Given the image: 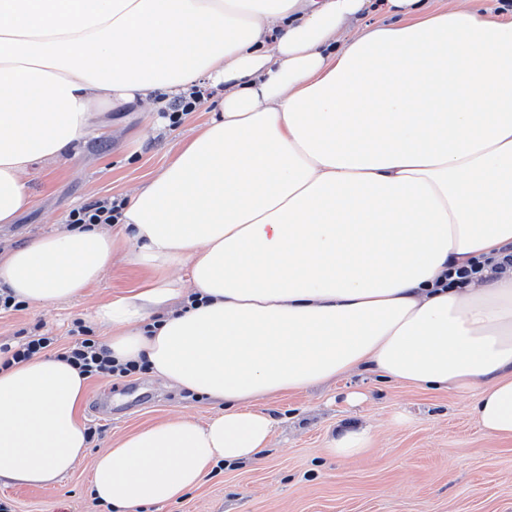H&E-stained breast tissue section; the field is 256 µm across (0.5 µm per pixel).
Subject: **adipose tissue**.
<instances>
[{
	"mask_svg": "<svg viewBox=\"0 0 512 512\" xmlns=\"http://www.w3.org/2000/svg\"><path fill=\"white\" fill-rule=\"evenodd\" d=\"M205 84L224 88L215 115L112 227L0 251V288L36 307L120 254L147 271L95 324L118 362L218 406L101 451L93 495L172 503L269 448L259 400L360 370L476 392L484 434L512 440V266L445 285L512 249V0H0V224L31 206L35 164L107 136L101 109ZM87 383L55 357L0 372V484L74 469ZM492 260L480 258H471L467 262L458 264L448 270V287H461L470 282L478 280L479 276L486 265Z\"/></svg>",
	"mask_w": 512,
	"mask_h": 512,
	"instance_id": "1",
	"label": "adipose tissue"
}]
</instances>
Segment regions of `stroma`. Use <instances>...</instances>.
I'll list each match as a JSON object with an SVG mask.
<instances>
[{
  "instance_id": "1",
  "label": "stroma",
  "mask_w": 512,
  "mask_h": 512,
  "mask_svg": "<svg viewBox=\"0 0 512 512\" xmlns=\"http://www.w3.org/2000/svg\"><path fill=\"white\" fill-rule=\"evenodd\" d=\"M210 117L189 113L170 125L162 113L130 105L100 112L112 127L77 156L37 165L29 176L32 206L0 224V247H17L65 227L69 212L104 196L123 197L170 162L182 138ZM142 280L120 263L81 297L48 308L0 316V343L46 333L69 343L74 320ZM102 399L111 415L94 413ZM475 398L385 381L363 372L259 401L277 429L261 458L211 471L181 500L144 512H512V444L483 434L471 414ZM214 411L206 399L165 388L143 372L123 380H90L81 415L101 427L76 468L39 487L0 485L13 512H108L90 493L96 454L169 415L197 420ZM368 430L366 452L339 459L328 449L340 433Z\"/></svg>"
}]
</instances>
